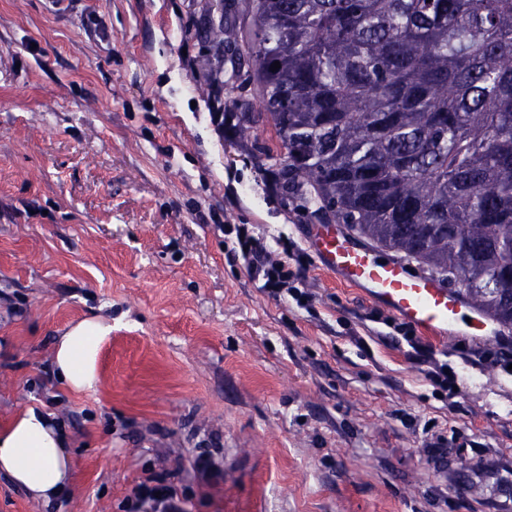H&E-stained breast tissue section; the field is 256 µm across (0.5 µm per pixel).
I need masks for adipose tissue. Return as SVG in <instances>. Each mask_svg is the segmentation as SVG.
Here are the masks:
<instances>
[{"mask_svg":"<svg viewBox=\"0 0 512 512\" xmlns=\"http://www.w3.org/2000/svg\"><path fill=\"white\" fill-rule=\"evenodd\" d=\"M111 332L97 317L86 318L59 336L52 363L67 389H93L98 381V356ZM0 474L34 499L52 502L71 491L70 440L55 413L30 406L0 431Z\"/></svg>","mask_w":512,"mask_h":512,"instance_id":"obj_1","label":"adipose tissue"}]
</instances>
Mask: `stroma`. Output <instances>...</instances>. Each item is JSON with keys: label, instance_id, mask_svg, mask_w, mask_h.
Listing matches in <instances>:
<instances>
[{"label": "stroma", "instance_id": "35a3bbf8", "mask_svg": "<svg viewBox=\"0 0 512 512\" xmlns=\"http://www.w3.org/2000/svg\"><path fill=\"white\" fill-rule=\"evenodd\" d=\"M197 8L0 0V428L56 413L73 479L44 504L0 475V512H124L163 472L188 512H512L499 345L414 350L317 261L305 310L224 249L225 224L304 247L311 219L213 110ZM94 314L112 333L97 386L74 392L52 351ZM435 361L455 389L430 381Z\"/></svg>", "mask_w": 512, "mask_h": 512}]
</instances>
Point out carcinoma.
Here are the masks:
<instances>
[{
	"mask_svg": "<svg viewBox=\"0 0 512 512\" xmlns=\"http://www.w3.org/2000/svg\"><path fill=\"white\" fill-rule=\"evenodd\" d=\"M200 2L208 94L246 144L259 92L282 198L511 329L512 0Z\"/></svg>",
	"mask_w": 512,
	"mask_h": 512,
	"instance_id": "cac0c4a2",
	"label": "carcinoma"
}]
</instances>
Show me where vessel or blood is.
<instances>
[{
	"mask_svg": "<svg viewBox=\"0 0 512 512\" xmlns=\"http://www.w3.org/2000/svg\"><path fill=\"white\" fill-rule=\"evenodd\" d=\"M322 269L360 289L397 319L434 340L455 334L496 340L498 326L438 281L416 276L404 264L384 258L346 238L335 225L314 224L305 234Z\"/></svg>",
	"mask_w": 512,
	"mask_h": 512,
	"instance_id": "b4317fda",
	"label": "vessel or blood"
}]
</instances>
